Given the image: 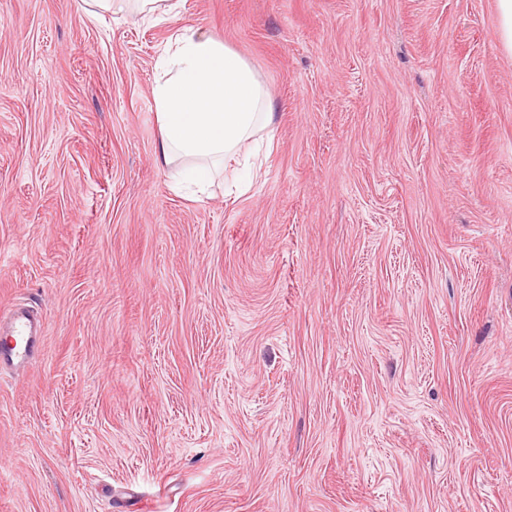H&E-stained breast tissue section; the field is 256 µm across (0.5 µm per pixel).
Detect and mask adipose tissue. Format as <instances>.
Masks as SVG:
<instances>
[{
  "instance_id": "obj_1",
  "label": "adipose tissue",
  "mask_w": 512,
  "mask_h": 512,
  "mask_svg": "<svg viewBox=\"0 0 512 512\" xmlns=\"http://www.w3.org/2000/svg\"><path fill=\"white\" fill-rule=\"evenodd\" d=\"M92 17L129 11L155 22L181 0H81ZM153 87L157 155L177 184L206 192L225 163L240 161L273 121L275 102L250 64L223 41L181 28L160 58Z\"/></svg>"
}]
</instances>
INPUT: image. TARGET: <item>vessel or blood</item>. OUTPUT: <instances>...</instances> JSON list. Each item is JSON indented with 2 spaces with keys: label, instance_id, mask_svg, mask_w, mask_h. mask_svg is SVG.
I'll use <instances>...</instances> for the list:
<instances>
[{
  "label": "vessel or blood",
  "instance_id": "b4317fda",
  "mask_svg": "<svg viewBox=\"0 0 512 512\" xmlns=\"http://www.w3.org/2000/svg\"><path fill=\"white\" fill-rule=\"evenodd\" d=\"M6 320L8 329L0 333V372L19 369L32 361L41 341L40 319L30 308L14 307Z\"/></svg>",
  "mask_w": 512,
  "mask_h": 512
}]
</instances>
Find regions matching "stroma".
I'll return each instance as SVG.
<instances>
[{
    "mask_svg": "<svg viewBox=\"0 0 512 512\" xmlns=\"http://www.w3.org/2000/svg\"><path fill=\"white\" fill-rule=\"evenodd\" d=\"M210 32L276 103L259 170L156 161ZM0 512H512V56L496 0H0ZM82 8L92 17H102L106 13L130 11L142 20L155 22L178 14L181 0H81ZM8 330L0 326V372L16 370L32 361L39 351L42 325L33 310L16 306L5 317Z\"/></svg>",
    "mask_w": 512,
    "mask_h": 512,
    "instance_id": "1",
    "label": "stroma"
}]
</instances>
